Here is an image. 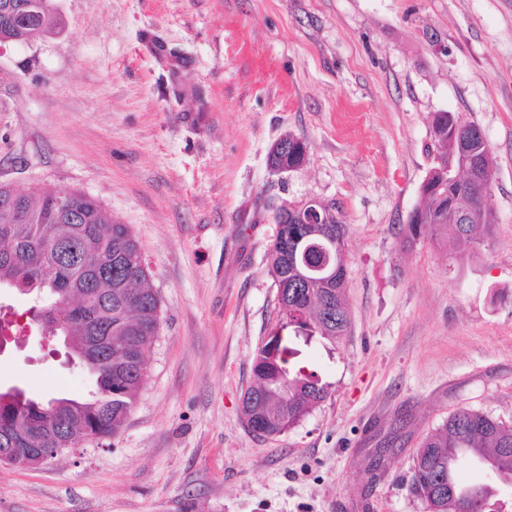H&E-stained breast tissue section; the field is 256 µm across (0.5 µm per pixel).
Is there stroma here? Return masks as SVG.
Returning <instances> with one entry per match:
<instances>
[{"label": "stroma", "instance_id": "1", "mask_svg": "<svg viewBox=\"0 0 512 512\" xmlns=\"http://www.w3.org/2000/svg\"><path fill=\"white\" fill-rule=\"evenodd\" d=\"M60 27L0 44V183L79 190L127 225L159 333L124 426L36 468L0 465V512H427L422 440L458 409L512 425V0H54ZM495 157L474 250L401 245L436 113ZM290 134L306 164L271 171ZM334 205L345 336L283 332L327 398L255 437L241 396L274 330L271 204ZM89 398L91 371L38 329L0 390ZM296 138L290 135H285L279 138L270 148L268 153V165L271 169L276 171H294L302 168L307 159V146L304 141L302 143L305 147V162L297 164L294 156H289V142L295 144Z\"/></svg>", "mask_w": 512, "mask_h": 512}]
</instances>
